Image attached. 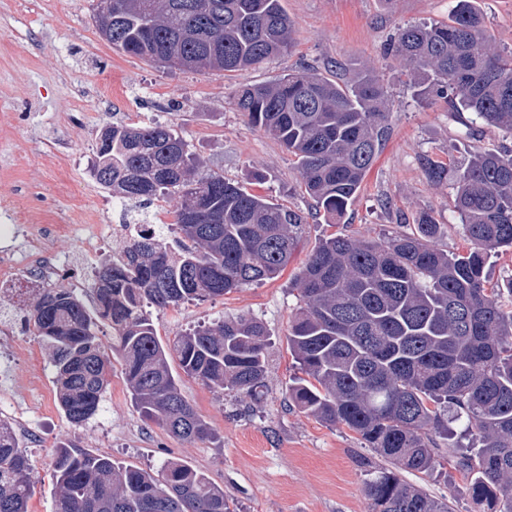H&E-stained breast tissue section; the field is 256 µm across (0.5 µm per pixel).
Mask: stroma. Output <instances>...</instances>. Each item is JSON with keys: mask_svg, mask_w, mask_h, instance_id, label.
I'll return each mask as SVG.
<instances>
[{"mask_svg": "<svg viewBox=\"0 0 512 512\" xmlns=\"http://www.w3.org/2000/svg\"><path fill=\"white\" fill-rule=\"evenodd\" d=\"M282 3L294 29L287 54L244 72H196L112 49L97 32L94 0H0V250L11 252L21 269L37 245L49 242L76 274L71 288L87 302L92 296L86 266L100 267L120 251L112 241L113 225H167L177 206L173 196L145 208L123 205L93 180L89 166L97 135L107 124L172 125L225 179L306 212L311 200L292 157L237 112V86L276 81L302 64L350 85L367 69L387 87L394 111L392 134L343 222H309L278 278L153 312L163 339L240 314L261 319L272 334L266 387L259 397L231 391L221 395L183 378L182 393L208 423L213 440L182 442L144 420L117 367L98 416L81 426L72 424L58 406L51 365H44L33 384L26 378L24 359L15 353L19 341L43 352L37 334L0 335V389L12 393L14 401L10 407L0 405V419L15 423L32 459L30 512H53L50 463L61 444L154 471L171 459L187 462L224 489L236 512H368L364 487L379 457L346 426L326 425L286 397L288 381L297 372L286 342L298 306L295 278L324 236L412 233L424 212L441 227L439 248L465 252L454 182L429 183L422 161L429 158L453 170L477 152L497 149L501 136L485 129L466 136L458 113L445 100L414 97L386 53L398 26L448 21L456 0ZM477 7L498 47L512 51V0H477ZM8 210L23 214V221L6 219ZM46 215L71 225V234L47 237L40 222ZM91 233L103 247L88 260L82 242ZM440 454L441 477L408 473L405 481L449 502L452 512H479L455 467L453 450L444 447Z\"/></svg>", "mask_w": 512, "mask_h": 512, "instance_id": "obj_1", "label": "stroma"}]
</instances>
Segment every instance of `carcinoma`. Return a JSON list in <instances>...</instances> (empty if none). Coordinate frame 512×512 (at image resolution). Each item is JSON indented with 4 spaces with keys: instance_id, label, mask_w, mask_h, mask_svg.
I'll return each instance as SVG.
<instances>
[{
    "instance_id": "1",
    "label": "carcinoma",
    "mask_w": 512,
    "mask_h": 512,
    "mask_svg": "<svg viewBox=\"0 0 512 512\" xmlns=\"http://www.w3.org/2000/svg\"><path fill=\"white\" fill-rule=\"evenodd\" d=\"M100 35L112 48L162 63L174 53L189 71H243L288 53L292 23L282 0H96ZM388 54L417 95L472 114L510 142L480 152L455 173L464 254L438 247L428 213L414 234L382 239L333 234L314 248L295 279L299 306L287 345L301 375L289 403L356 433L365 447L406 471L433 476L440 442L466 420L455 449L472 501L483 512H512V279L487 287L489 256L512 249V51L498 48L473 0H458L446 23L397 28ZM236 110L294 157L312 211L292 210L224 180L169 125L112 123L92 172L120 200L176 196L169 245L140 224L120 254L89 284L95 308L68 288H42L26 315L49 354L58 403L84 425L98 412L112 360L98 336L112 328L142 417L186 442L211 430L173 375L217 391L256 395L264 387L270 333L253 316L199 325L162 341L147 308L222 297L276 278L308 218L339 224L385 144L393 114L371 73L341 85L301 68L273 84H243ZM31 459L0 420V512H29ZM54 512H232L224 489L185 462L158 472L106 454L58 446L51 461ZM369 512H449L381 467L365 488Z\"/></svg>"
}]
</instances>
